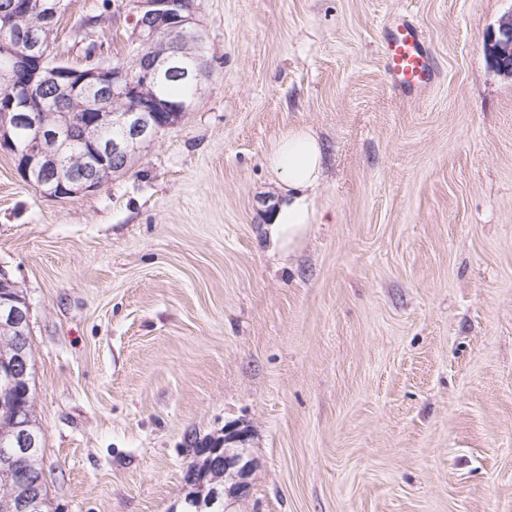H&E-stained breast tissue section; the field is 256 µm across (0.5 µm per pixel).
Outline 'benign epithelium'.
Listing matches in <instances>:
<instances>
[{"mask_svg": "<svg viewBox=\"0 0 512 512\" xmlns=\"http://www.w3.org/2000/svg\"><path fill=\"white\" fill-rule=\"evenodd\" d=\"M136 18L133 36L141 52L132 70L114 65L48 67L43 47L51 39L50 24L27 31L25 47L11 53L12 67L5 72L6 79L22 77L30 86L48 85L54 90V125L40 127L23 148L17 144L18 130L36 124V112L44 103L31 100L25 112L0 114V150L14 156L23 179L41 194L73 196L99 189L111 174L127 167L140 144L180 121L200 98L203 79L184 62L190 48H198L204 40L197 9L185 0H136ZM174 38L183 49L172 53L167 43ZM487 50L493 66L512 75V11L499 19ZM173 75L192 86L191 96L175 105L157 91L163 78ZM106 96L122 103V108H101ZM106 127L118 130L110 142L102 138ZM75 145L86 149L87 162L62 179L58 177L61 157ZM15 288V282L0 273V308L16 336L13 355L0 360V373L29 392L26 350L30 310L15 294ZM244 444V432L232 430L224 432L223 442L194 450L184 499L189 512H213L226 497L246 496L251 461L246 459ZM41 488L38 482L22 484L13 500L14 512H38Z\"/></svg>", "mask_w": 512, "mask_h": 512, "instance_id": "7a95c632", "label": "benign epithelium"}]
</instances>
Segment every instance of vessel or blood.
Segmentation results:
<instances>
[{
    "instance_id": "obj_1",
    "label": "vessel or blood",
    "mask_w": 512,
    "mask_h": 512,
    "mask_svg": "<svg viewBox=\"0 0 512 512\" xmlns=\"http://www.w3.org/2000/svg\"><path fill=\"white\" fill-rule=\"evenodd\" d=\"M385 70L392 85L409 94L425 90L436 78L434 59L422 29L401 19L383 44Z\"/></svg>"
}]
</instances>
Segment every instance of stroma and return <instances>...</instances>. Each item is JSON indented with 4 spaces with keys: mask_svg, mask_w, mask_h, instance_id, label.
I'll use <instances>...</instances> for the list:
<instances>
[{
    "mask_svg": "<svg viewBox=\"0 0 512 512\" xmlns=\"http://www.w3.org/2000/svg\"><path fill=\"white\" fill-rule=\"evenodd\" d=\"M50 50L130 62L133 0H67ZM196 107L97 191L40 194L0 151V272L30 307L50 512H182L200 442L247 434L227 512H512V0H196ZM423 28L403 95L388 19ZM325 145L289 259L265 157ZM487 50L493 66L505 75H512V11L499 19ZM382 52L391 83L401 92L422 91L435 81L431 49L422 29L414 21L401 19L388 34Z\"/></svg>",
    "mask_w": 512,
    "mask_h": 512,
    "instance_id": "stroma-1",
    "label": "stroma"
}]
</instances>
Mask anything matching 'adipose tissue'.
Wrapping results in <instances>:
<instances>
[{
	"label": "adipose tissue",
	"mask_w": 512,
	"mask_h": 512,
	"mask_svg": "<svg viewBox=\"0 0 512 512\" xmlns=\"http://www.w3.org/2000/svg\"><path fill=\"white\" fill-rule=\"evenodd\" d=\"M323 146L308 129L288 130L266 157V168L284 190V197L265 226L272 248L293 254L311 231L323 223L316 205L322 182Z\"/></svg>",
	"instance_id": "1"
}]
</instances>
